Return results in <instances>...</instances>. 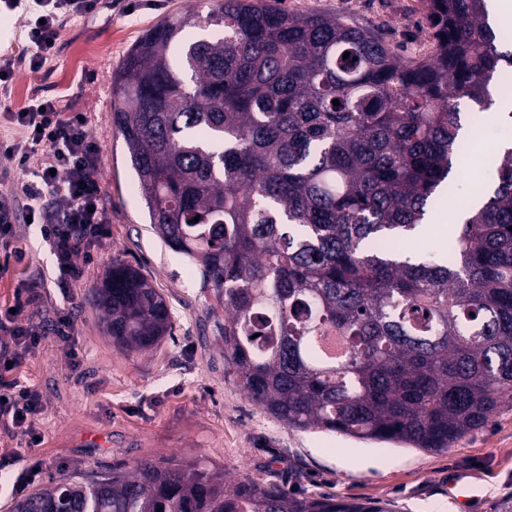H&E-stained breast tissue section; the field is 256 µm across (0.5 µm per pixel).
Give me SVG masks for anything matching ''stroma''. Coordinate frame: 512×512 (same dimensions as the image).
<instances>
[{"label":"stroma","mask_w":512,"mask_h":512,"mask_svg":"<svg viewBox=\"0 0 512 512\" xmlns=\"http://www.w3.org/2000/svg\"><path fill=\"white\" fill-rule=\"evenodd\" d=\"M221 0H100L97 9L58 31L57 53L39 71L21 63L30 51L24 20L0 15V60L16 63L0 86V141H19L4 111H19L34 94L57 100L64 112H83L99 147L97 177L104 188L111 234L93 251L82 279L68 292L56 286L57 265L36 224H18L14 246L23 251L0 275V310L15 288L40 280L43 302L35 322L49 325L54 309L68 308L75 324L78 369L65 349L44 339L12 377L36 386L44 410L34 421L36 447L0 423V459L18 475L32 465L42 473L29 492L50 478L87 482L132 469L138 461L201 462L213 473L254 478L301 497L367 499L387 512H512V406L450 448L425 451L364 443L330 432L288 428L253 403L224 369V307L205 288L199 267L153 231L122 138L112 127V74L130 48L168 17L208 10ZM428 0H284L289 12L344 14L379 31L405 59L429 56L422 44ZM512 141V124H487L468 166L490 174L489 152ZM139 268L164 297L170 336L152 350L126 353L105 332L89 291L113 257ZM470 476L464 498L449 497L454 474Z\"/></svg>","instance_id":"35a3bbf8"}]
</instances>
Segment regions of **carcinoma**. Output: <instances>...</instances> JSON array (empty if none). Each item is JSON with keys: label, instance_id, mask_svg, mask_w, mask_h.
<instances>
[{"label": "carcinoma", "instance_id": "obj_1", "mask_svg": "<svg viewBox=\"0 0 512 512\" xmlns=\"http://www.w3.org/2000/svg\"><path fill=\"white\" fill-rule=\"evenodd\" d=\"M429 4L427 59L279 0L174 16L112 75V125L150 224L224 305L225 369L251 401L288 428L439 451L512 405V156L446 252L394 244L454 190L512 48L488 0ZM91 296L128 352L170 332L165 299L118 257ZM13 512L387 510L141 460L52 480Z\"/></svg>", "mask_w": 512, "mask_h": 512}]
</instances>
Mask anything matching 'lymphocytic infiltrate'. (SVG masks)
Segmentation results:
<instances>
[{"label":"lymphocytic infiltrate","instance_id":"f902f5d3","mask_svg":"<svg viewBox=\"0 0 512 512\" xmlns=\"http://www.w3.org/2000/svg\"><path fill=\"white\" fill-rule=\"evenodd\" d=\"M7 9H22L28 17V37L33 50L24 61L30 70H40L56 51V34L61 22L75 21L95 10L98 0H0ZM22 130L16 143L0 145V154L22 171L23 180L12 194L0 195V241L9 242L21 219H31L41 227L56 258L57 286L67 290L83 275L82 263L95 245L109 234L102 204V189L96 177L99 150L88 132L84 113H62L56 101L34 95L20 111L7 115ZM42 154L37 167H30L34 154ZM39 282L18 289L14 309L0 318V371L37 348L46 337L71 343L73 323L65 311H56L50 327L33 324L42 295ZM43 410L39 389L33 385L10 383L0 401V422L16 433L36 440L33 420Z\"/></svg>","mask_w":512,"mask_h":512}]
</instances>
